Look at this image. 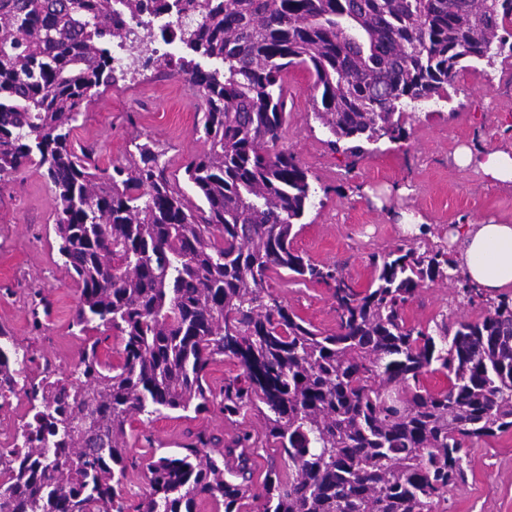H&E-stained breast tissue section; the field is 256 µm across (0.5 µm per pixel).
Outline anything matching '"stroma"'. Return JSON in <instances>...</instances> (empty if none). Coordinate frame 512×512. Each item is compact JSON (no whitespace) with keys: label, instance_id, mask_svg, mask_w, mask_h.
<instances>
[{"label":"stroma","instance_id":"1","mask_svg":"<svg viewBox=\"0 0 512 512\" xmlns=\"http://www.w3.org/2000/svg\"><path fill=\"white\" fill-rule=\"evenodd\" d=\"M313 79L292 70L288 86V125L282 144L308 169L315 205L295 248L319 264H340L357 287L373 276L370 255L400 242V220L416 215L430 224L452 226L485 220L512 223V187L488 182L475 166H459L454 155L466 147L480 153L512 145V53L493 65L479 62L462 71L449 87L448 101L406 114V138L382 141L359 156L328 144L329 134L313 117ZM199 93L180 76L138 74L95 96L79 116L73 136L94 150L101 164L125 158L134 144L154 143L173 183L184 184V166L208 146L196 131ZM273 291L320 330L336 329L331 296L322 285L274 277ZM40 289L52 303L40 333H33L27 299ZM79 290L62 267L54 232L51 191L37 166L0 181V327L37 360L72 368L81 341L69 329ZM482 310L460 305L448 283L421 289L406 309L409 323L475 320ZM221 437L233 429L218 409L186 418L169 415L133 424V453L140 465L131 489H146L144 462L153 442L175 445L188 431ZM464 484L435 502L434 512H512V429L475 442Z\"/></svg>","mask_w":512,"mask_h":512}]
</instances>
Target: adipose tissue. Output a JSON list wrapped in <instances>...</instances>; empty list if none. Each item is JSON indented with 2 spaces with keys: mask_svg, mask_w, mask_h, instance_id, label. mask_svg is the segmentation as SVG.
I'll use <instances>...</instances> for the list:
<instances>
[{
  "mask_svg": "<svg viewBox=\"0 0 512 512\" xmlns=\"http://www.w3.org/2000/svg\"><path fill=\"white\" fill-rule=\"evenodd\" d=\"M460 165L477 164L484 177L499 185H512V145L481 155L460 149ZM457 258L460 268L479 286L499 294L512 291V224L493 220L463 226Z\"/></svg>",
  "mask_w": 512,
  "mask_h": 512,
  "instance_id": "adipose-tissue-1",
  "label": "adipose tissue"
}]
</instances>
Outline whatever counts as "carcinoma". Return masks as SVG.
<instances>
[{
	"mask_svg": "<svg viewBox=\"0 0 512 512\" xmlns=\"http://www.w3.org/2000/svg\"><path fill=\"white\" fill-rule=\"evenodd\" d=\"M113 0H0V180L35 162L52 193L65 271L80 293L72 326L85 344L68 374L0 328V409L29 405L0 449V512H432L466 477L469 448L512 428V294L471 283L441 244L373 253L360 290L337 265L294 248L313 204L308 171L280 147L288 72L313 78V115L353 156L405 139L399 116L444 98L464 63L507 45L512 0H188L193 21L161 29L185 51L112 69L127 37ZM179 4L118 0L138 20ZM154 65L197 88L196 131L209 149L185 165L200 203L172 185L159 152L136 143L102 167L74 123L100 88ZM331 292L327 334L272 291L273 275ZM450 281L479 319L409 325L426 285ZM33 328L50 302L30 293ZM119 340L116 361L98 347ZM219 362L237 368L208 382ZM441 375L447 384L428 385ZM219 409L256 430L198 432L145 465L125 496L127 428L144 416ZM275 448L260 485L252 465Z\"/></svg>",
	"mask_w": 512,
	"mask_h": 512,
	"instance_id": "1",
	"label": "carcinoma"
}]
</instances>
